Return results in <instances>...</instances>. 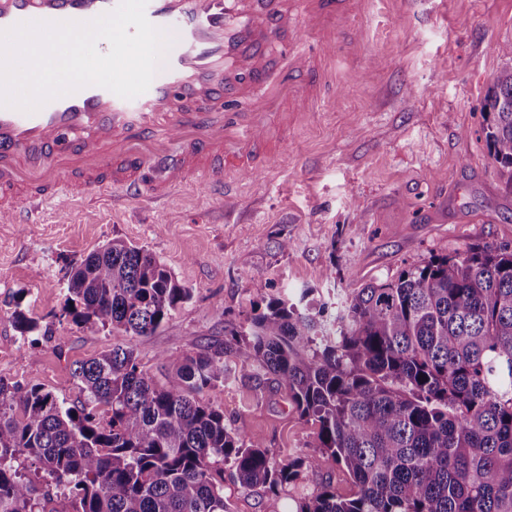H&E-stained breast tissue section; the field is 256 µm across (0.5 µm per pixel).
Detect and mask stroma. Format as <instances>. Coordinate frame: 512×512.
Instances as JSON below:
<instances>
[{"label":"stroma","instance_id":"obj_1","mask_svg":"<svg viewBox=\"0 0 512 512\" xmlns=\"http://www.w3.org/2000/svg\"><path fill=\"white\" fill-rule=\"evenodd\" d=\"M361 33L328 101L264 169L240 175L231 197L194 180L161 200L51 201L38 223L0 222V377L70 404L76 362L127 344L166 384L165 356L223 343L225 326L244 324L254 304L309 288L340 306L431 255L512 244V184L483 132L486 92L512 67L497 51L512 44V0H370ZM115 238L145 246L191 292L153 335L87 334L64 314L72 265ZM18 306L38 323L26 337L11 320ZM204 398L276 459L315 450V426L271 377H239ZM327 480L354 490L326 460L274 495L225 478L224 499L229 512H295Z\"/></svg>","mask_w":512,"mask_h":512}]
</instances>
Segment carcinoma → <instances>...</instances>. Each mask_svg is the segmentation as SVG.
<instances>
[{"label": "carcinoma", "mask_w": 512, "mask_h": 512, "mask_svg": "<svg viewBox=\"0 0 512 512\" xmlns=\"http://www.w3.org/2000/svg\"><path fill=\"white\" fill-rule=\"evenodd\" d=\"M490 156L512 179V68L485 97ZM65 313L82 331L110 325L150 336L190 290L148 250L114 239L77 262ZM269 300L224 343L167 357L177 384H156L131 345L73 370L71 405L0 377V512H46L32 461L63 486L71 512H228L224 466L241 485L276 493L330 458L355 487L326 483L295 512H512V247L432 256L326 302ZM21 335L37 329L12 313ZM269 375L313 454L275 459L203 398L232 373Z\"/></svg>", "instance_id": "1"}]
</instances>
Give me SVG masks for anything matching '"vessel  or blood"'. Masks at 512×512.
<instances>
[{
	"mask_svg": "<svg viewBox=\"0 0 512 512\" xmlns=\"http://www.w3.org/2000/svg\"><path fill=\"white\" fill-rule=\"evenodd\" d=\"M118 0H0V30L29 21H89ZM368 0H148L147 19L174 43L149 89L132 99L90 85L28 114L0 107V201L33 216L49 198L121 193L162 199L190 178L229 188L259 168L274 129L322 104L338 57L361 48ZM285 43L287 61L269 59ZM288 96L271 112H237L262 89ZM193 104L180 112L176 102Z\"/></svg>",
	"mask_w": 512,
	"mask_h": 512,
	"instance_id": "1",
	"label": "vessel or blood"
}]
</instances>
